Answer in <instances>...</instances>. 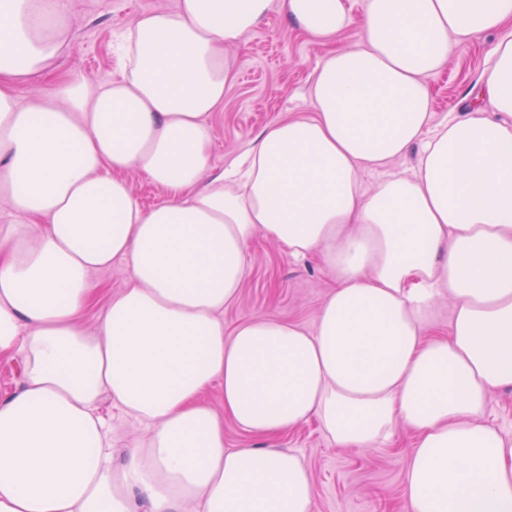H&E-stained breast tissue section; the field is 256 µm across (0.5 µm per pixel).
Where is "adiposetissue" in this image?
<instances>
[{
  "label": "adipose tissue",
  "mask_w": 512,
  "mask_h": 512,
  "mask_svg": "<svg viewBox=\"0 0 512 512\" xmlns=\"http://www.w3.org/2000/svg\"><path fill=\"white\" fill-rule=\"evenodd\" d=\"M275 9L324 42L356 22L345 0H178L117 36L112 82L25 106L11 87L54 68L63 0H0V193L17 216L0 224V353L25 375L0 399V512H312L299 456L226 447L228 417L259 436L314 418L352 448L404 426L406 512H512V435L484 420L512 387V0H367L364 47L314 71L313 116L204 179L224 52ZM490 32L494 117L433 124L429 79ZM417 143L412 176L361 189ZM129 169L168 200L143 208ZM259 232L336 273L314 329L225 331ZM117 258L127 285L87 333L91 276ZM445 294L451 333L425 339ZM105 398L150 429L120 466Z\"/></svg>",
  "instance_id": "adipose-tissue-1"
}]
</instances>
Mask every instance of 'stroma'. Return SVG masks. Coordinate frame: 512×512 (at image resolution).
I'll return each mask as SVG.
<instances>
[{"mask_svg":"<svg viewBox=\"0 0 512 512\" xmlns=\"http://www.w3.org/2000/svg\"><path fill=\"white\" fill-rule=\"evenodd\" d=\"M353 25L335 41H319L279 11L226 53L233 79L224 90V103L209 120L213 143L208 172L223 171L247 149L250 142L277 119L313 112L310 83L317 64L334 49L362 45L357 24L366 0H346ZM178 0H65L64 25L67 41L53 72L37 84L15 83L12 91L21 104L43 98L55 84L77 75L99 88L119 73L114 51L117 35L137 19L154 11L175 10ZM496 37L483 34L454 45L447 63L429 81L434 121L462 109L493 108L476 96L487 67L488 52ZM124 263L116 261L91 276L93 298L82 323L87 331L100 325L111 297L127 282ZM336 279L318 260L296 259L264 234L249 245L242 288L235 303L224 309V328L263 316L313 328L315 314ZM100 413L112 427V457L115 465L125 461L126 450L143 443L145 424L128 416L119 406L102 401ZM227 447L264 448L270 445L296 453L308 468L313 484V512H406L403 489L408 454L415 440L408 430L397 428L393 439L379 448L358 451L334 443L316 420H309L269 440L243 432L233 420L224 422Z\"/></svg>","mask_w":512,"mask_h":512,"instance_id":"1","label":"stroma"}]
</instances>
